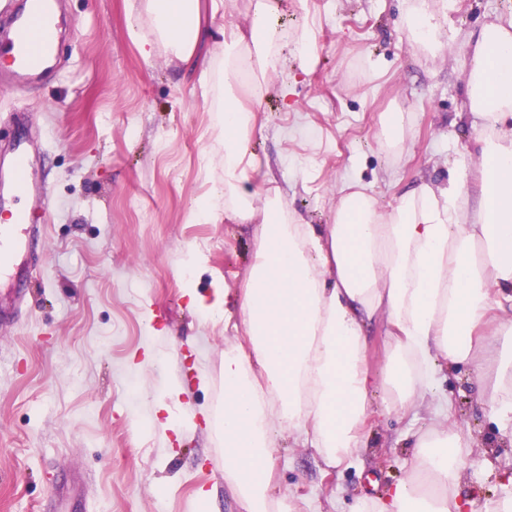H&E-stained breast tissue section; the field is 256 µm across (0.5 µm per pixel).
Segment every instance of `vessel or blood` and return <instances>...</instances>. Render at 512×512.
<instances>
[{
    "instance_id": "b4317fda",
    "label": "vessel or blood",
    "mask_w": 512,
    "mask_h": 512,
    "mask_svg": "<svg viewBox=\"0 0 512 512\" xmlns=\"http://www.w3.org/2000/svg\"><path fill=\"white\" fill-rule=\"evenodd\" d=\"M14 34L0 42V74L11 78L17 89L49 67L55 53V0H30L26 12L15 15ZM41 233L27 213H16L13 223L0 225V243L10 242L15 251L29 250Z\"/></svg>"
}]
</instances>
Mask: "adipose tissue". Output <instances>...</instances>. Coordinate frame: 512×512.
Returning a JSON list of instances; mask_svg holds the SVG:
<instances>
[{
	"instance_id": "ef3b65f1",
	"label": "adipose tissue",
	"mask_w": 512,
	"mask_h": 512,
	"mask_svg": "<svg viewBox=\"0 0 512 512\" xmlns=\"http://www.w3.org/2000/svg\"><path fill=\"white\" fill-rule=\"evenodd\" d=\"M408 37L440 51L454 0H405ZM129 36L143 60L165 51L211 91L219 115L205 161L222 182L194 199L192 220L216 213L250 226L256 243L236 301H196L205 319L231 322L224 351V482L245 512H300L273 496L274 443L288 435L331 467L358 463L382 413L440 417L447 396L435 376L469 363L498 429L512 436V15L462 36L468 49L466 107L479 117L475 161L448 181L421 182L382 207L353 177L337 191L333 223H308L281 194H265L269 166L251 150L253 76L269 79L291 46L308 72L315 23L278 27L280 0H252L245 26H213L223 0H140ZM224 51L215 66L210 46ZM386 357L373 369L372 331ZM472 439L430 425L416 435L410 474L353 512H462L458 486Z\"/></svg>"
}]
</instances>
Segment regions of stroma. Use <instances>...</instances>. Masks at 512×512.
Listing matches in <instances>:
<instances>
[{
	"label": "stroma",
	"instance_id": "1",
	"mask_svg": "<svg viewBox=\"0 0 512 512\" xmlns=\"http://www.w3.org/2000/svg\"><path fill=\"white\" fill-rule=\"evenodd\" d=\"M72 28L57 71L21 91L0 85V211L50 195L37 247L21 257L27 281L0 272V512H243L224 490L223 323L191 296L236 294L253 259L251 234L218 217L189 220L190 203L220 162L202 168L217 113L166 52L144 62L128 35L126 0H59ZM280 26L316 19V54L292 82L286 111L271 82L252 148L268 157L273 187L312 224L330 223L336 189L352 176L382 206L420 180L443 181L470 162L466 47L460 30L512 13V0H458L438 55L410 42L403 0H282ZM411 113L404 158L377 135L387 112ZM32 137L29 193L12 190L9 148ZM200 261L179 275L189 247ZM208 372V384L198 376ZM457 365L440 381L453 428L470 433L478 465L461 480L464 512H485L512 480V438L501 434ZM183 388L182 420L155 432L166 391ZM377 419L364 462L323 470L314 449L279 439L276 492L316 512H351L408 476L413 421Z\"/></svg>",
	"mask_w": 512,
	"mask_h": 512
}]
</instances>
